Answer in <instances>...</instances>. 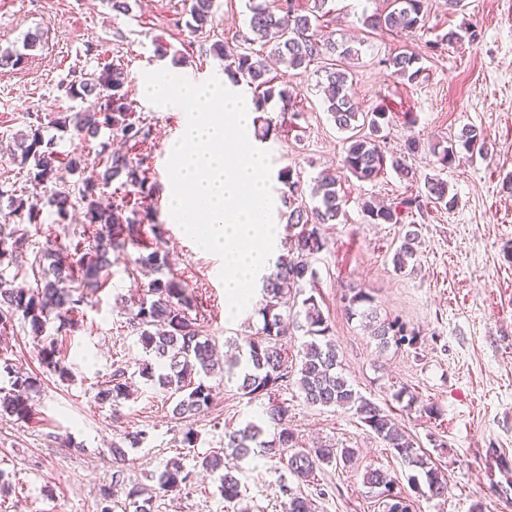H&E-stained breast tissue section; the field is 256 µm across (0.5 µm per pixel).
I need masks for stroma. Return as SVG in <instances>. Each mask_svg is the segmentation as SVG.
<instances>
[{
  "label": "stroma",
  "mask_w": 512,
  "mask_h": 512,
  "mask_svg": "<svg viewBox=\"0 0 512 512\" xmlns=\"http://www.w3.org/2000/svg\"><path fill=\"white\" fill-rule=\"evenodd\" d=\"M382 5L383 0L334 4L335 39L362 43L358 59L348 65L354 98L363 112L385 108L388 149L399 152L407 139H419L423 148L409 165L441 176L457 198L451 210L429 204L413 211L419 242L408 269L396 272L392 263L406 224L369 223L361 204L410 195V184L392 170L372 182L341 170L346 143L325 110L320 74L289 71L294 105L285 111L279 100L267 104L274 131L262 147L270 152L273 169L292 167L304 188L320 174L339 176L345 215L323 227L327 246L314 262V294L333 329L344 375L433 456L448 479L447 498L432 499L412 489L408 467L353 413L310 407L293 384L282 387L278 399L287 406L303 446L358 451L350 466L317 472L326 495L315 500V512H383L362 480L369 467L396 480L410 512H472L478 502L485 512H512V460L502 470L495 465L501 451L512 453V0H463L454 9L446 0H430L427 30L368 33L360 18ZM185 9V0H137L125 15L113 11L110 0H0V48L21 47L24 37L35 32L43 40L42 50L23 68L0 70V189L6 192L0 198V228L9 231L20 224L8 194L30 198L36 193L9 152L15 133L37 115L67 109L60 84L72 69L91 73L110 62L124 63L132 79L133 107L150 128L146 144L128 151L132 161L146 159L154 186L155 222L144 225L141 242L168 253L173 272L203 304L201 335L224 352L229 340L255 334L262 317L255 308L234 319L226 316L221 259L171 223L166 156L187 116L179 107L151 104L140 90L144 73L164 67L199 82L223 76L211 41L186 28ZM249 16L246 0H217L219 39L235 44ZM463 24L478 30L479 39L429 52L428 42ZM160 45L167 47V56H158ZM401 50L421 57L423 73L416 83L383 64ZM467 126L483 129L487 156L462 151L452 166L441 169L430 143ZM72 215L66 226L45 222L42 233L29 236L0 272L34 286L38 271L33 264L48 240L80 230L82 206H74ZM137 255L133 248L112 254L107 282L83 305L79 329L59 336L70 380L43 373L22 318H14L12 328L0 335V354L18 370L42 377L34 419L0 420V481L9 487L0 493V512H101V490L112 483V443L139 430L148 437L127 451L130 480L151 484L176 459L194 474L183 492L158 493L153 512H286L288 498L280 482L305 496L311 487L281 475L273 461L258 456L242 462L237 476L243 496L233 503L220 494L219 473L198 466L202 457L222 448L225 430L257 414V405L242 397L235 382L209 378L213 399L189 425L174 419L175 401L168 392L139 379L118 409L95 403L97 384L113 365H132L144 357L128 325L130 311L121 303L125 297H142L151 280L135 270ZM344 285L369 292L380 316L400 317L416 332V345L378 352L359 321L345 316L339 301ZM401 386L413 395L412 405L393 399ZM429 405L437 407L436 416L426 414ZM189 426L198 435L192 447L181 443Z\"/></svg>",
  "instance_id": "obj_1"
}]
</instances>
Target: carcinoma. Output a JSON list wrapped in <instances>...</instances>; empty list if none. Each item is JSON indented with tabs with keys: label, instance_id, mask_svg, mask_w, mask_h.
I'll list each match as a JSON object with an SVG mask.
<instances>
[{
	"label": "carcinoma",
	"instance_id": "obj_1",
	"mask_svg": "<svg viewBox=\"0 0 512 512\" xmlns=\"http://www.w3.org/2000/svg\"><path fill=\"white\" fill-rule=\"evenodd\" d=\"M295 0H248L250 18L248 32L241 36V43L232 47L219 40L212 50L224 62V74L239 86L246 84L252 92L255 112V134L265 140L271 134V120L261 116L266 105L278 98L283 110L293 105V91L288 83L270 76L268 60L273 59L286 70H304L316 67L325 81L326 112L336 128L347 134L342 169L361 181H372L385 173L387 167L398 171L407 181L423 180L425 197L448 210L455 206V197L448 196V184L442 180L417 176L404 158H389L382 146L381 133L389 123L388 113L376 107L361 112L350 95L349 75L345 68L336 67V60H353L359 50L347 43H338L322 33L324 22L333 12L334 0H309L306 9H297ZM429 0H391L390 10L363 16L362 25L370 30L389 32H417L425 28ZM216 0H188L186 26L193 33L208 34L213 28ZM40 46L37 34L25 36L22 48L0 50V69H18L29 59V52ZM418 55L401 51L385 60V65L408 83H415L423 72ZM128 73L117 64H106L94 74H71V79L61 83L70 99H95L88 108H69L57 112L48 123L36 118L29 130L20 132L15 141L14 160L32 174L39 198L28 201L11 196L10 206L16 213L26 215L27 224L39 231L43 209L53 216V223L66 224L73 207L70 191L57 183L60 165L71 174L82 176L78 188L79 200L85 209L82 225L83 240L75 243L68 238L53 241V248L43 257L48 265L43 268L34 288H17L0 271V331L12 326V319L21 315L33 336V349L44 372L68 379L69 371L57 340L48 333L50 323L57 320L59 327L74 329L81 318L79 308L85 300L103 286V273L111 265L110 254L140 247V226L150 218L151 208L146 199L151 197L150 184L143 162L134 163L119 151L99 154L96 168L86 173L87 158L78 153L62 156L57 150V140L45 138V126L80 139L95 138L101 130L127 142H141L148 138L149 129L136 116L128 102L125 86ZM369 127V135L357 133L359 124ZM483 153L486 137L483 130L468 126L462 129L458 140L438 142L431 148L437 163L446 168L456 161V145ZM124 178L122 187H133L140 196L141 206L125 215L127 201L119 199L110 206L102 205L97 191L100 186ZM277 181L284 185L281 191L288 211L282 213L288 227L295 233L288 239L287 254L278 258L271 274L262 280L263 326L255 335L243 339L244 358L226 363L224 372L237 378V390L253 402L267 399L259 421H246L242 426L224 432V446L204 457L202 470L214 472L224 468V457L244 461L255 454L286 464L288 471L298 479L309 482L325 466L352 463L354 448H318L299 446L290 425L288 407L276 399L284 383L297 376L298 387L306 404L319 408H342L353 412L359 421L392 448L396 457L413 469L407 477L409 486L420 489V479H425L427 494L445 498L448 480L434 466L431 458L420 453L414 440L393 421L380 406L357 392L344 376L340 353L332 336V328L315 295L303 298L299 309L293 312L292 321L307 340L299 350L300 362L289 363L288 340L281 306L288 298L301 295L305 285L315 281L316 271L310 259L326 248L322 227L334 224L344 215L337 185L332 174L318 177L312 188L317 204L293 205L295 198L304 194L300 178L289 167L280 169ZM419 206V196H407L389 206L372 200L361 204L362 211L373 224H400L405 214ZM30 230L15 228L8 233L0 229V262L23 248ZM418 237L415 230L406 232L405 240L393 255L395 270L402 272L414 256L412 241ZM136 268L157 274L148 284L147 297L136 302L137 310L129 325L145 349L148 358L130 371L127 365H117L109 378L97 386L95 401L100 406L117 407L130 396L132 380L139 376L176 398L172 409L177 420L188 421L204 411L212 398L211 386L202 377L212 376L214 347L212 341L200 334L197 318L199 312L195 298L186 293L181 281L169 272L168 254L158 249L135 259ZM344 312L350 319L365 322L370 337L377 348L386 352L390 348L416 344L417 334L397 318H379L373 307V297L360 288H346L341 295ZM0 371L9 377L10 388L0 387V420L29 421L34 418L33 394L38 391L39 380L13 367L10 359L0 356ZM114 472L112 486L104 490L103 501L107 506L101 512H149L154 488L140 483H127L124 470L127 452L117 442H112ZM192 480V472L173 463L157 477V487L164 492H179ZM224 500L232 503L242 496L240 479L228 470L222 474ZM394 480L383 470L368 468L363 474V484L375 492L385 512H409L407 498L393 491ZM287 495L288 512H312V501L292 492L283 484Z\"/></svg>",
	"mask_w": 512,
	"mask_h": 512
}]
</instances>
